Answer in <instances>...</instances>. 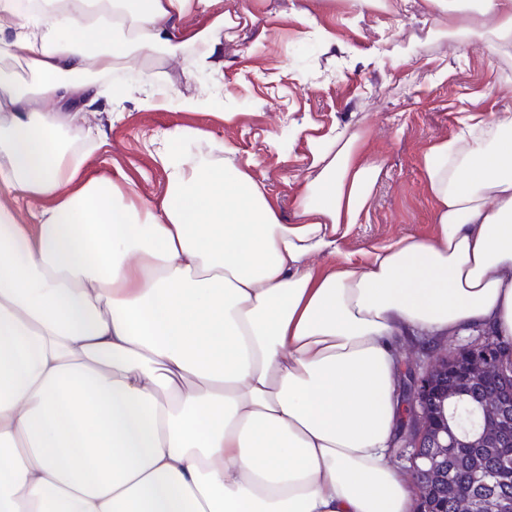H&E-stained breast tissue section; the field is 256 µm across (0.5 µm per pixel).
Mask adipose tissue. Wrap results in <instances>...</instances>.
I'll return each instance as SVG.
<instances>
[{
  "label": "adipose tissue",
  "instance_id": "obj_1",
  "mask_svg": "<svg viewBox=\"0 0 512 512\" xmlns=\"http://www.w3.org/2000/svg\"><path fill=\"white\" fill-rule=\"evenodd\" d=\"M0 0V512H413L393 462L397 335L512 340V107L465 112L422 155L433 231L345 240L382 170L364 129L306 142L283 223L232 157L159 158L163 198L85 178L61 128L155 92L76 81L131 53L203 47L224 0ZM463 39L512 44V0H477ZM192 15L196 24L178 27ZM42 201L25 223L19 198Z\"/></svg>",
  "mask_w": 512,
  "mask_h": 512
}]
</instances>
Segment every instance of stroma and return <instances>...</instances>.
Here are the masks:
<instances>
[{
  "label": "stroma",
  "mask_w": 512,
  "mask_h": 512,
  "mask_svg": "<svg viewBox=\"0 0 512 512\" xmlns=\"http://www.w3.org/2000/svg\"><path fill=\"white\" fill-rule=\"evenodd\" d=\"M241 4L253 18L224 40L218 70L201 69L195 46L172 57L130 58L142 72L140 86L162 83L166 105L144 110L127 100L115 118L87 113L86 125L107 134L88 159L87 176L112 179L140 202H157L166 186L157 152L165 133L180 131L178 155L186 161L220 160L223 147L236 148V163L264 184L287 224L308 165L307 137L336 125L361 127L370 131L383 167L347 250L430 235L421 154L453 133L459 113L512 106V48L417 38V31L435 27L424 0L361 15L323 0H224L231 10ZM317 27L326 38L313 36Z\"/></svg>",
  "instance_id": "obj_1"
}]
</instances>
